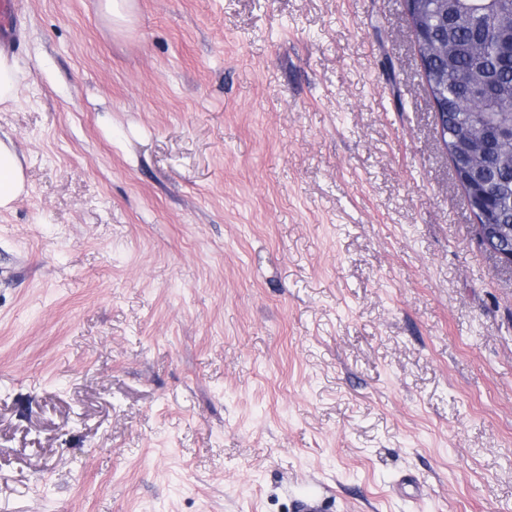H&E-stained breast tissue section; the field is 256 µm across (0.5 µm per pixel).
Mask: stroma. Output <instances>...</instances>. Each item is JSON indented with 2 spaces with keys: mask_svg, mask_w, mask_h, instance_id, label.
<instances>
[{
  "mask_svg": "<svg viewBox=\"0 0 512 512\" xmlns=\"http://www.w3.org/2000/svg\"><path fill=\"white\" fill-rule=\"evenodd\" d=\"M23 0L0 512H512V267L404 0Z\"/></svg>",
  "mask_w": 512,
  "mask_h": 512,
  "instance_id": "1",
  "label": "stroma"
}]
</instances>
